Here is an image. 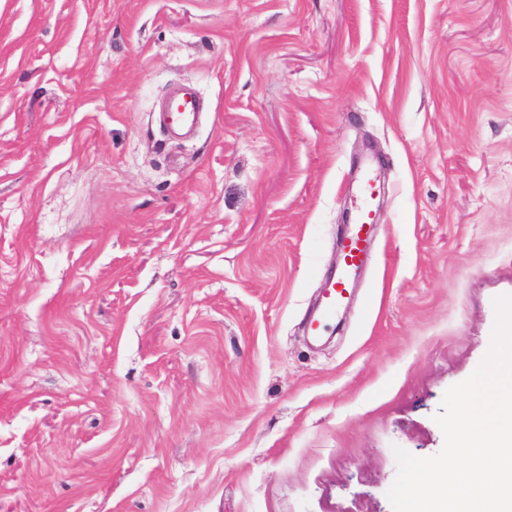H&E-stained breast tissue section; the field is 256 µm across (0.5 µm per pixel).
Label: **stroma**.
<instances>
[{
    "instance_id": "obj_1",
    "label": "stroma",
    "mask_w": 512,
    "mask_h": 512,
    "mask_svg": "<svg viewBox=\"0 0 512 512\" xmlns=\"http://www.w3.org/2000/svg\"><path fill=\"white\" fill-rule=\"evenodd\" d=\"M503 295L512 0H0V512H392ZM201 110V99L195 93L186 91L171 97L165 110L160 114L162 115L163 124L173 127L175 124L185 125L190 123L193 125L199 116L198 112H201ZM374 180L364 176L360 185L361 205L357 209L355 221L350 229L336 239V251L340 259L336 272L319 298V312L307 323L309 336H321L338 310L349 298L348 282L353 273L361 268L368 257L375 227V213L371 202L376 193Z\"/></svg>"
}]
</instances>
